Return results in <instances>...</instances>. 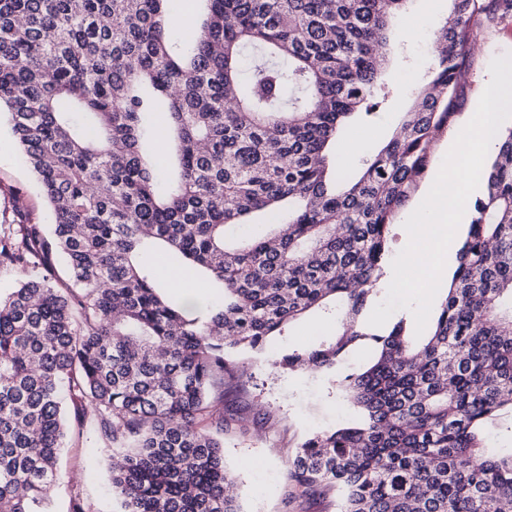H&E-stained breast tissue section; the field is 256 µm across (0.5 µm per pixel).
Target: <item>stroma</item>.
Wrapping results in <instances>:
<instances>
[{
	"label": "stroma",
	"instance_id": "1",
	"mask_svg": "<svg viewBox=\"0 0 512 512\" xmlns=\"http://www.w3.org/2000/svg\"><path fill=\"white\" fill-rule=\"evenodd\" d=\"M448 15V0H409L390 44L383 79L388 100L374 115L353 121L336 141L339 166L356 174L363 158L376 153L390 139L413 101L417 84L432 64L435 33ZM512 53V26L475 28L466 53L468 78L450 133L459 132L474 113L476 99L491 76L493 58ZM21 204L31 223L46 224L50 206L40 193L34 174L15 144L7 114H0V221L13 218V204ZM334 316L311 313L285 335L272 337L262 351L238 355L250 380L237 399L225 402V412L251 417L248 430L224 433V462L237 476L244 512H295L283 500L287 453L309 434L351 418L353 408L340 390L337 374L309 369L294 372L275 368L276 359L295 346L331 337ZM117 457L101 435L92 404H84L80 421L72 422L69 446L51 502V512H69L73 493L94 503L98 512H124L121 498L111 490L112 466Z\"/></svg>",
	"mask_w": 512,
	"mask_h": 512
}]
</instances>
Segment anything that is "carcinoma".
<instances>
[{
  "instance_id": "carcinoma-1",
  "label": "carcinoma",
  "mask_w": 512,
  "mask_h": 512,
  "mask_svg": "<svg viewBox=\"0 0 512 512\" xmlns=\"http://www.w3.org/2000/svg\"><path fill=\"white\" fill-rule=\"evenodd\" d=\"M173 36L169 0H0V109L52 207L48 227L0 233V268L29 263L0 299V512H49L68 440L65 401L95 406L123 452L125 512H243L227 488L224 397L234 355L312 312L333 337L275 367L336 371L357 418L287 454L286 498L336 512H512V127L429 333L372 327L391 229L427 171L466 82L474 26L512 24V0H449L428 81L391 140L339 173L329 145L390 93L378 56L409 0H203ZM252 57L246 80L243 57ZM166 115L159 151L152 117ZM287 212L272 236L228 235ZM193 266L219 302L188 310L140 254Z\"/></svg>"
}]
</instances>
